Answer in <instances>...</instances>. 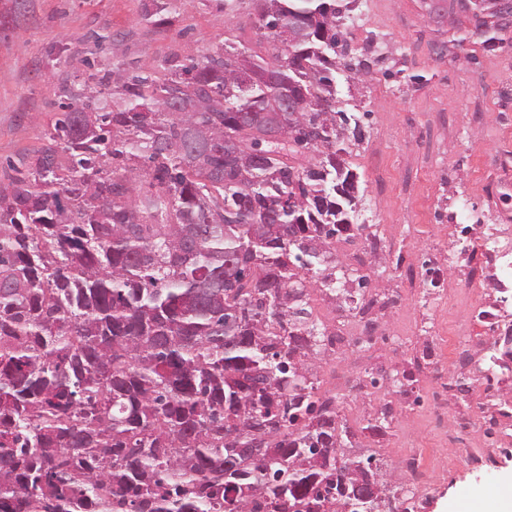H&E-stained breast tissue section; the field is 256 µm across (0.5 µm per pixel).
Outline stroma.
Masks as SVG:
<instances>
[{
    "label": "stroma",
    "mask_w": 512,
    "mask_h": 512,
    "mask_svg": "<svg viewBox=\"0 0 512 512\" xmlns=\"http://www.w3.org/2000/svg\"><path fill=\"white\" fill-rule=\"evenodd\" d=\"M152 0H0V185L13 169L34 166L47 134L72 99L86 98L104 72L143 65L162 75L213 53L224 41L260 51L248 19L252 0L226 20L224 0H182L165 25L144 18ZM348 29L352 56L365 38L388 43L367 76L336 73L346 111L360 116L362 143L345 142L343 157L359 176V221L375 227L377 249L349 258L353 241L333 240L344 267L370 275L364 297L400 289L382 336L372 344H337L312 360L319 393L333 398L354 433L353 446L380 455L383 484L411 492L415 512H496L512 488V423L490 447L482 424L484 390L452 392L448 406L470 414L466 447L444 446L431 414L434 388L419 361L432 332L451 338L448 377L460 372L465 344L455 326L478 308L469 284L483 268L474 253L468 281L449 269L445 290L424 284L433 249L458 240L476 244L484 224L512 216V45L458 59L455 14L428 17L421 0H359ZM469 235H461L462 227ZM405 393L390 429L368 430L384 402ZM444 448L428 459L430 479L406 478L405 450Z\"/></svg>",
    "instance_id": "obj_1"
}]
</instances>
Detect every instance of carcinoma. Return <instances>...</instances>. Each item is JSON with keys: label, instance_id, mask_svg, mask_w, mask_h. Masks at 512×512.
<instances>
[{"label": "carcinoma", "instance_id": "obj_1", "mask_svg": "<svg viewBox=\"0 0 512 512\" xmlns=\"http://www.w3.org/2000/svg\"><path fill=\"white\" fill-rule=\"evenodd\" d=\"M252 2L265 54L134 68L0 187V512H410L359 506L375 456L336 454L350 428L309 378L302 276L336 290L329 240L366 228L339 158L360 120L336 97L356 0ZM494 5L457 0L464 57L512 41ZM307 148L325 159L295 165Z\"/></svg>", "mask_w": 512, "mask_h": 512}]
</instances>
